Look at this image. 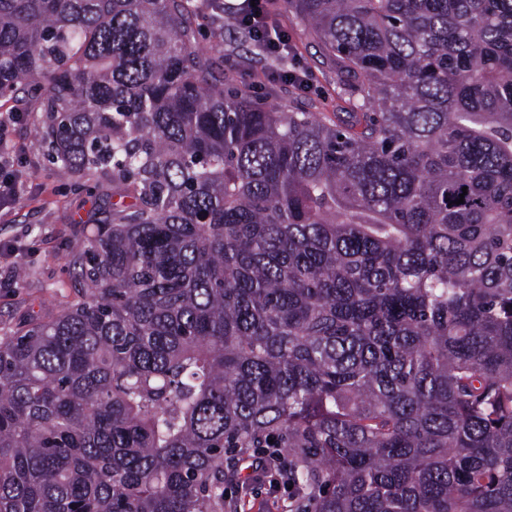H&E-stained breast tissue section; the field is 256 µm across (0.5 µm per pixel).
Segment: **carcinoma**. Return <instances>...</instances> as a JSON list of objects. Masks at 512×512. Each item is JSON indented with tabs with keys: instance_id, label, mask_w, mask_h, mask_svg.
<instances>
[{
	"instance_id": "carcinoma-1",
	"label": "carcinoma",
	"mask_w": 512,
	"mask_h": 512,
	"mask_svg": "<svg viewBox=\"0 0 512 512\" xmlns=\"http://www.w3.org/2000/svg\"><path fill=\"white\" fill-rule=\"evenodd\" d=\"M284 2L351 111L224 88L190 0H0L122 198L0 340V512H224L270 447L289 512H512V0Z\"/></svg>"
}]
</instances>
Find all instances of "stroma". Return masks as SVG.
Returning <instances> with one entry per match:
<instances>
[{
  "instance_id": "stroma-1",
  "label": "stroma",
  "mask_w": 512,
  "mask_h": 512,
  "mask_svg": "<svg viewBox=\"0 0 512 512\" xmlns=\"http://www.w3.org/2000/svg\"><path fill=\"white\" fill-rule=\"evenodd\" d=\"M240 0H205L207 22L203 28L206 45H219L224 74L245 88L257 102L270 106L288 104L312 112H343L347 106L340 96L336 71L322 57L317 43L285 8L282 0H271L269 22L288 35L290 57L298 59L307 79L300 86L286 81L275 55L254 54L235 32L216 34V23L224 22V9ZM14 147V168L27 185L16 200L0 203V339L13 335L26 320L59 310L74 299L66 256L76 248L93 224L111 187L96 196L72 191L66 175L52 168L44 149L26 122L0 131ZM18 245V253L3 251L6 243ZM26 267V281L15 279L19 267ZM225 497L235 512H274L286 499V489L271 474L254 477L240 467L224 484Z\"/></svg>"
}]
</instances>
